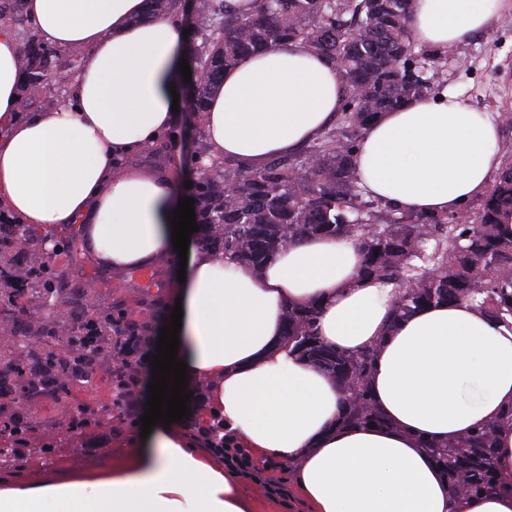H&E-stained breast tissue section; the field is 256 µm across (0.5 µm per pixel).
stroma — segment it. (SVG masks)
<instances>
[{
    "mask_svg": "<svg viewBox=\"0 0 512 512\" xmlns=\"http://www.w3.org/2000/svg\"><path fill=\"white\" fill-rule=\"evenodd\" d=\"M440 66L437 88L456 90L468 104L496 118L512 111V15L499 16L488 31L453 47L450 54L441 57ZM59 272L68 284L65 304L71 317H81L88 310L84 285L91 277H99L98 302L113 304L115 312L124 314L126 320L147 326L152 342L144 351L154 356L153 341L165 325L170 295L176 286L177 267L173 261L163 258L149 269L130 272L93 261L81 268L63 266ZM85 406L98 412L111 410V421L85 426L65 440H52L58 422L70 419ZM29 415L37 422L28 435L30 444L52 442L55 453L50 460L35 459L23 468L0 467V483L56 482L98 470L127 454L128 437L137 422L136 417L113 409L103 366L88 382L32 400Z\"/></svg>",
    "mask_w": 512,
    "mask_h": 512,
    "instance_id": "stroma-1",
    "label": "stroma"
}]
</instances>
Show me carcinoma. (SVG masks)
I'll return each instance as SVG.
<instances>
[{
    "mask_svg": "<svg viewBox=\"0 0 512 512\" xmlns=\"http://www.w3.org/2000/svg\"><path fill=\"white\" fill-rule=\"evenodd\" d=\"M412 0H261L253 14H224V0H197L200 43L193 49L198 79L193 111L206 112L224 70L247 55L269 52L282 41L332 61L348 95L336 125L300 153L276 157L258 169L212 160L193 186L195 222L208 245L234 253L259 270L280 247L302 236L350 234L360 240L362 272L401 288L395 315L440 300L478 303L497 321L512 317V158L505 159L479 207L445 215L408 214L389 203L363 197L354 171V152L368 122L431 94L439 57L416 51L406 27ZM0 21L23 29L20 65L26 76L22 110L49 109L51 98L34 91L73 72L76 62L39 43L26 29L24 0H0ZM38 233L0 213V336L25 329L27 354L0 350V386L14 377L32 395L68 374L91 379L97 363L119 350L138 327L116 325L112 308L59 324L42 308L64 300L57 261L67 266L85 258L79 235L59 238L54 256L33 249ZM314 312L290 309L285 341L291 352L333 375L340 384L359 383L346 396L351 422L378 419L366 387L374 351L344 354L312 335ZM512 424V410L493 424L436 450L450 488L462 496L489 493L499 485L493 465L497 430ZM4 429L19 443L33 429L22 416Z\"/></svg>",
    "mask_w": 512,
    "mask_h": 512,
    "instance_id": "1",
    "label": "carcinoma"
}]
</instances>
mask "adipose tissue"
I'll use <instances>...</instances> for the list:
<instances>
[{
    "label": "adipose tissue",
    "instance_id": "obj_1",
    "mask_svg": "<svg viewBox=\"0 0 512 512\" xmlns=\"http://www.w3.org/2000/svg\"><path fill=\"white\" fill-rule=\"evenodd\" d=\"M512 0H412V40L444 52L489 29ZM43 43L80 51L64 101L19 114L22 77L13 27L0 23V210L54 235L83 227L106 266L140 270L174 254L170 215L179 173L120 172L189 114L182 14L148 0H25ZM347 96L326 58L295 42L243 57L203 118L213 156L258 167L293 154L336 122ZM364 194L438 215L485 193L499 171L500 129L444 91L377 116L354 153ZM357 237H308L261 271L199 243L187 252L178 360L205 385L203 415L258 458L297 462L306 512H512V426L496 434L494 491L462 497L430 448L512 409V326L470 302L441 301L395 318L398 287L362 276ZM314 307L312 332L344 353L374 350L368 379L380 423L343 420L344 393L283 340L288 308ZM0 512H253L224 461L198 449L181 423L133 431L110 470L0 488Z\"/></svg>",
    "mask_w": 512,
    "mask_h": 512
}]
</instances>
